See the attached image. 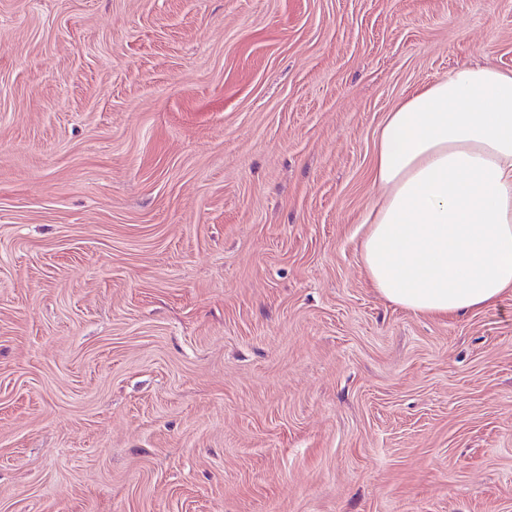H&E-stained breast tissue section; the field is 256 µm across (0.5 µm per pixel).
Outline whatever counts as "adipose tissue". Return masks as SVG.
<instances>
[{
	"mask_svg": "<svg viewBox=\"0 0 512 512\" xmlns=\"http://www.w3.org/2000/svg\"><path fill=\"white\" fill-rule=\"evenodd\" d=\"M365 270L389 302L463 315L512 294V72L474 63L387 112Z\"/></svg>",
	"mask_w": 512,
	"mask_h": 512,
	"instance_id": "obj_1",
	"label": "adipose tissue"
}]
</instances>
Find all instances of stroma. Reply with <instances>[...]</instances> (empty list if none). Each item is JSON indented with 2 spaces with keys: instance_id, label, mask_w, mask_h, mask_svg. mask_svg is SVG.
Listing matches in <instances>:
<instances>
[{
  "instance_id": "stroma-1",
  "label": "stroma",
  "mask_w": 512,
  "mask_h": 512,
  "mask_svg": "<svg viewBox=\"0 0 512 512\" xmlns=\"http://www.w3.org/2000/svg\"><path fill=\"white\" fill-rule=\"evenodd\" d=\"M512 0H0V512H512V295L371 286L387 112Z\"/></svg>"
}]
</instances>
